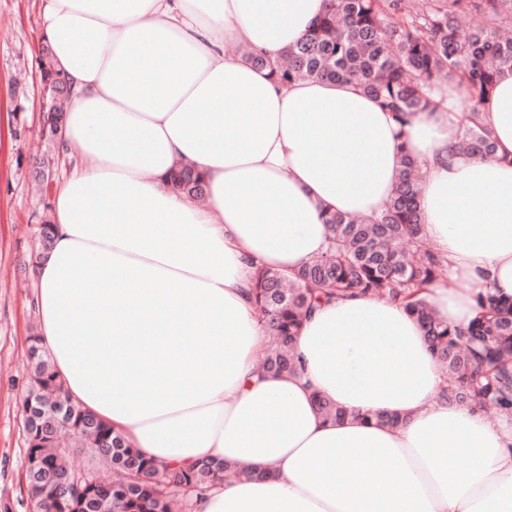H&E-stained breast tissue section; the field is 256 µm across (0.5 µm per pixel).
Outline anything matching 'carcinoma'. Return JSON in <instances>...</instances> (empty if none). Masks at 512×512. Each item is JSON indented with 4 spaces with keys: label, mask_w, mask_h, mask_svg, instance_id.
Returning a JSON list of instances; mask_svg holds the SVG:
<instances>
[{
    "label": "carcinoma",
    "mask_w": 512,
    "mask_h": 512,
    "mask_svg": "<svg viewBox=\"0 0 512 512\" xmlns=\"http://www.w3.org/2000/svg\"><path fill=\"white\" fill-rule=\"evenodd\" d=\"M470 12L482 16L481 27L462 28L460 18ZM511 27L512 0H330L305 37L278 60L252 53L248 57L254 65L270 68L273 81L281 86L305 79L355 81L402 127L414 113L436 106L435 78L445 73L464 90L469 104L456 149L486 157L495 145L479 121V107L497 77L512 72V39L505 36ZM41 52V77L54 84L60 72L51 49L44 44ZM419 181L418 162L404 155L399 181L380 215L329 213L324 254L289 277L257 270L252 298L269 336L261 369L273 375L299 371L293 343L317 304L352 292L388 297L419 322L431 353L445 368L442 400L512 415V298L490 289L479 293L477 315L465 327L451 326L433 314L425 291L442 278L447 265L423 245ZM171 183L189 198L205 197L204 176L192 167H181ZM32 393L41 396L49 410L66 409L61 430L71 438V445L62 446L36 428L25 430L27 448L41 451L59 479L72 478L49 485L27 477L29 499L43 508L61 496L79 493L82 473L94 472L103 462L117 479L99 482L98 491L89 495L95 505L92 512H172L176 503L183 512H192L194 496L226 479L261 476L223 460L183 467L159 465L142 456L122 434L73 404L43 353L29 376L27 394ZM315 406L328 420L346 418L341 408L320 396ZM73 448L87 449L92 465L84 470L72 466Z\"/></svg>",
    "instance_id": "1"
}]
</instances>
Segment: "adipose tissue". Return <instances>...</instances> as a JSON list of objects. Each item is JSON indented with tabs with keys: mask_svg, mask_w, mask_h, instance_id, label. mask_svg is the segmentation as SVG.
Instances as JSON below:
<instances>
[{
	"mask_svg": "<svg viewBox=\"0 0 512 512\" xmlns=\"http://www.w3.org/2000/svg\"><path fill=\"white\" fill-rule=\"evenodd\" d=\"M327 8L49 0L43 38L70 87L77 156L38 263L39 345L71 401L147 458L264 470L193 512H512V418L440 399L443 372L399 304L324 303L296 339L300 373L259 370L255 267L288 274L324 253L325 212L377 215L407 153L425 234L467 284L432 285L434 314L463 326L478 293L512 297V72L480 108L495 143L480 157L455 149L454 90L401 126L356 83L281 87L249 61L277 60ZM186 164L204 205L167 186ZM318 396L347 419H324Z\"/></svg>",
	"mask_w": 512,
	"mask_h": 512,
	"instance_id": "1",
	"label": "adipose tissue"
}]
</instances>
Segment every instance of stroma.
<instances>
[{"label":"stroma","mask_w":512,"mask_h":512,"mask_svg":"<svg viewBox=\"0 0 512 512\" xmlns=\"http://www.w3.org/2000/svg\"><path fill=\"white\" fill-rule=\"evenodd\" d=\"M48 0H0V512H29L23 400L36 312L34 230L52 211L55 186L73 157L43 127L49 101L38 52ZM51 152V184L35 181L34 160Z\"/></svg>","instance_id":"1"}]
</instances>
